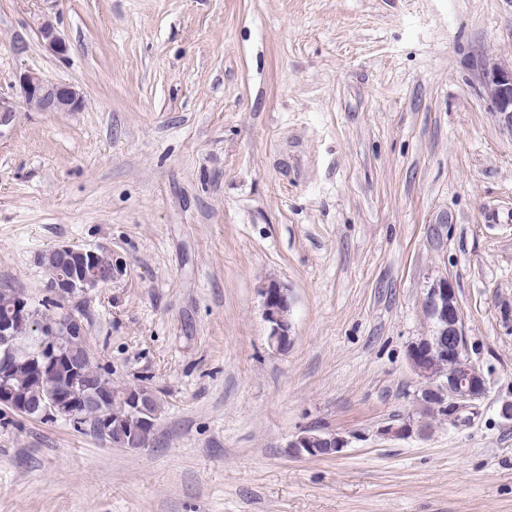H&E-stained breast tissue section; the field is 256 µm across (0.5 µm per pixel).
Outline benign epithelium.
Segmentation results:
<instances>
[{"mask_svg":"<svg viewBox=\"0 0 512 512\" xmlns=\"http://www.w3.org/2000/svg\"><path fill=\"white\" fill-rule=\"evenodd\" d=\"M38 33L49 51L57 55L67 52V45L52 22H42ZM17 81L24 102L37 111L78 112L84 108L83 95L72 85L51 83L32 71L21 72ZM485 86L494 111L512 128V65L494 67L486 74ZM105 252V248L67 244L51 249L50 253L65 266V272L48 283V288L57 296L66 297L111 284L120 270L111 262H102ZM260 292L268 342L271 347L283 350L290 345L292 337V291L271 280ZM422 309L430 324V333L413 343L408 351L412 371L425 382L422 393L448 402L456 409L474 404L485 394L486 379L481 368L465 355L463 320L453 285L445 278L433 283L423 297ZM36 314L37 309L23 296L11 301L0 314V409L29 418L63 419L77 426L85 418L87 407L92 405L96 410L95 431L109 443L114 436L124 440L134 435L138 427L154 422L156 414L149 401L129 391L101 394L84 379L83 356L67 346L68 339L77 337L83 341L86 336L82 318L72 312L41 322L42 341L30 357V363L38 376L50 374L66 363L74 381L68 386L53 388L41 404H29L9 381L14 359L10 342L16 326L36 327ZM117 399L126 407L123 416L112 412V403ZM288 447L297 455L330 456L340 452L344 439L331 432L308 428L296 434Z\"/></svg>","mask_w":512,"mask_h":512,"instance_id":"benign-epithelium-1","label":"benign epithelium"}]
</instances>
